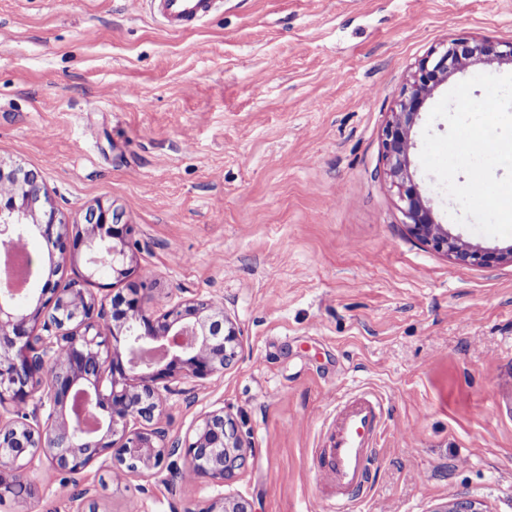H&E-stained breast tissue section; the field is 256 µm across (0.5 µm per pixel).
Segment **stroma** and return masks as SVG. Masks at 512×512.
Segmentation results:
<instances>
[{"mask_svg":"<svg viewBox=\"0 0 512 512\" xmlns=\"http://www.w3.org/2000/svg\"><path fill=\"white\" fill-rule=\"evenodd\" d=\"M467 37L512 41V0H222L190 32L151 0H0V161L35 171L73 224L113 207L134 227L147 314L212 296L240 329L224 373L186 380L161 418L185 436L220 408L251 444L221 485L95 463L79 478L37 459L33 497L0 512H201L219 495L253 512H323L312 450L336 397L383 401L370 494L352 512H445L460 498L512 512V263L458 265L415 240L382 174V132L419 61ZM472 66L434 89L414 127ZM436 219L487 248L512 240L451 221L452 201L412 154Z\"/></svg>","mask_w":512,"mask_h":512,"instance_id":"obj_1","label":"stroma"}]
</instances>
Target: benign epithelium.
<instances>
[{
    "instance_id": "benign-epithelium-1",
    "label": "benign epithelium",
    "mask_w": 512,
    "mask_h": 512,
    "mask_svg": "<svg viewBox=\"0 0 512 512\" xmlns=\"http://www.w3.org/2000/svg\"><path fill=\"white\" fill-rule=\"evenodd\" d=\"M512 63V41L461 37L421 60L383 131L384 176L397 188L405 224L415 239L455 263L491 267L512 262V245L486 249L451 234L436 221L411 172L412 134L436 86L477 64ZM15 186L0 197V244L55 237L61 255H84L89 281L109 273L121 282L132 274L127 252L133 225L100 204L73 232L53 207L37 215L42 188L36 172L5 167L0 181ZM34 287L18 292L0 284V501L15 495L19 473L35 456L72 476L99 462L111 470L154 475L166 458L181 453L185 470L220 484L240 475L249 445L224 409L205 413L185 435L172 438L160 409L187 379H207L239 357L242 338L223 302L197 297L152 318L137 289L106 302L73 281L60 288L39 268ZM248 501L221 496L203 512H251Z\"/></svg>"
}]
</instances>
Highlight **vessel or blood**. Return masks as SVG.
<instances>
[{
	"label": "vessel or blood",
	"mask_w": 512,
	"mask_h": 512,
	"mask_svg": "<svg viewBox=\"0 0 512 512\" xmlns=\"http://www.w3.org/2000/svg\"><path fill=\"white\" fill-rule=\"evenodd\" d=\"M219 0H152L156 13L172 31L198 28ZM383 434L379 396L356 389L337 398L326 422L320 448L313 455L325 484L333 489L325 502L331 512H350L371 486L370 462Z\"/></svg>",
	"instance_id": "1"
}]
</instances>
